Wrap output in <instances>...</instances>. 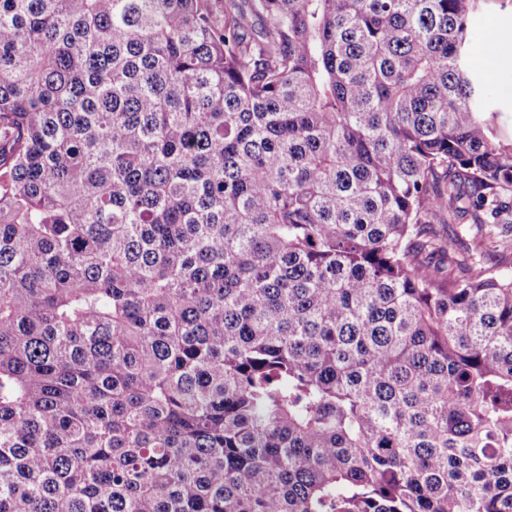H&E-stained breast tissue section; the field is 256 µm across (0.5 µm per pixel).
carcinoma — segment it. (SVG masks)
<instances>
[{"label": "carcinoma", "mask_w": 512, "mask_h": 512, "mask_svg": "<svg viewBox=\"0 0 512 512\" xmlns=\"http://www.w3.org/2000/svg\"><path fill=\"white\" fill-rule=\"evenodd\" d=\"M472 2L0 0V512H512ZM460 225L468 227L472 224H434L433 230L443 238L448 237V249L451 253H455L459 258L465 254L467 249H471L472 241L468 236L460 235L456 237L454 230H458Z\"/></svg>", "instance_id": "1"}]
</instances>
